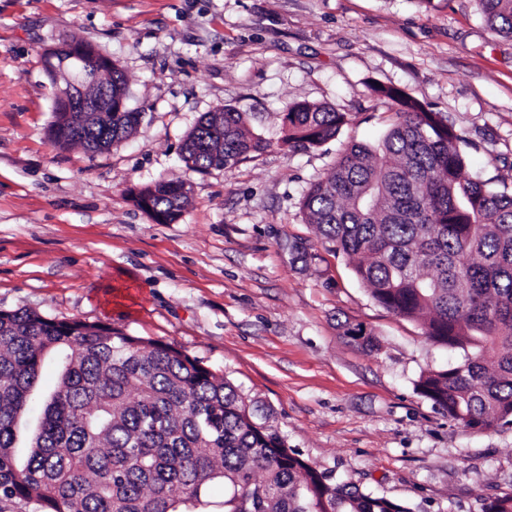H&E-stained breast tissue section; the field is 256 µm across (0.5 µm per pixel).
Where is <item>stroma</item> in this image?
I'll return each mask as SVG.
<instances>
[{
    "label": "stroma",
    "mask_w": 512,
    "mask_h": 512,
    "mask_svg": "<svg viewBox=\"0 0 512 512\" xmlns=\"http://www.w3.org/2000/svg\"><path fill=\"white\" fill-rule=\"evenodd\" d=\"M82 42L123 69L132 135L54 145L43 53ZM394 86L442 113L470 173L512 186V39L475 0H0V310L26 308L172 343L263 403L303 459L411 512H483L512 494V425L475 433L419 394L463 352L377 304L300 201L350 142L387 131ZM351 115L318 148L281 146L297 100ZM246 113L270 141L202 174L199 117ZM182 181L179 219L133 193ZM371 330V350L346 334Z\"/></svg>",
    "instance_id": "1"
}]
</instances>
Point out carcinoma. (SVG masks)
I'll return each instance as SVG.
<instances>
[{"mask_svg": "<svg viewBox=\"0 0 512 512\" xmlns=\"http://www.w3.org/2000/svg\"><path fill=\"white\" fill-rule=\"evenodd\" d=\"M487 24L512 38V0H476ZM56 46L45 62L68 59ZM394 119L373 146L346 145L304 193L300 209L344 256L371 297L418 323L427 340L460 348L457 364L422 373L417 390L473 432L512 424V190L468 174L460 135L438 112L395 87ZM142 113L108 107L55 145L102 152L128 138ZM347 112L293 102L281 145L311 149L335 139ZM270 143L244 113L201 116L182 146L200 173L257 157ZM180 182L140 195L159 224L187 202ZM52 365L56 384L38 394ZM35 427L20 425L34 400ZM410 512L403 504L333 479L302 459L269 425L264 407L171 343L106 324L62 322L28 309L0 310V512Z\"/></svg>", "mask_w": 512, "mask_h": 512, "instance_id": "1", "label": "carcinoma"}]
</instances>
